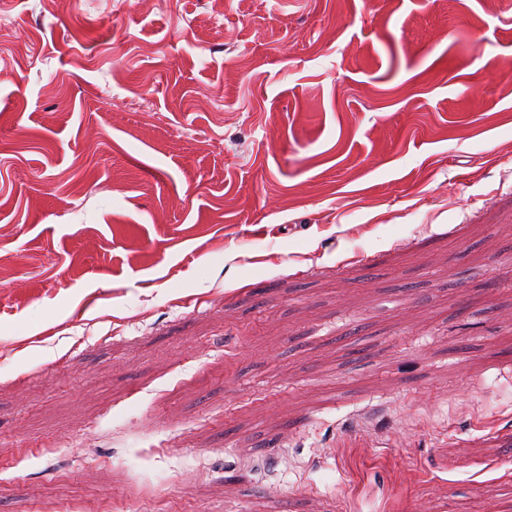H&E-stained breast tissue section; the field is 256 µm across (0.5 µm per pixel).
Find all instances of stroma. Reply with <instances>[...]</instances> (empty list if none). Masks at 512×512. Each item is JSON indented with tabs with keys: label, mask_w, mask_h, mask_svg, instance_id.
Here are the masks:
<instances>
[{
	"label": "stroma",
	"mask_w": 512,
	"mask_h": 512,
	"mask_svg": "<svg viewBox=\"0 0 512 512\" xmlns=\"http://www.w3.org/2000/svg\"><path fill=\"white\" fill-rule=\"evenodd\" d=\"M512 512V0H0V512Z\"/></svg>",
	"instance_id": "stroma-1"
}]
</instances>
